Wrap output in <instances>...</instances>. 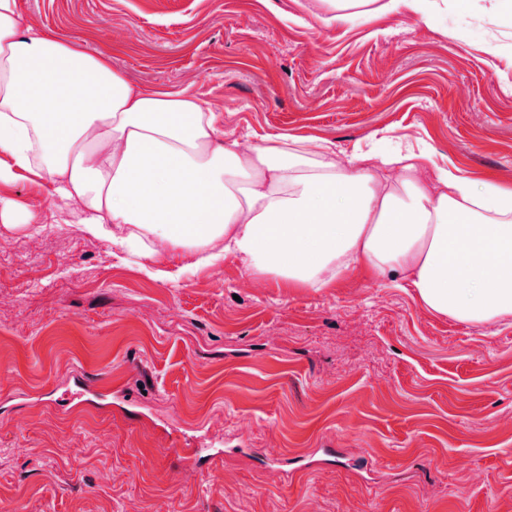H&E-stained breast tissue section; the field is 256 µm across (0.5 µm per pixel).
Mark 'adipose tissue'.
Returning <instances> with one entry per match:
<instances>
[{"instance_id": "ef3b65f1", "label": "adipose tissue", "mask_w": 512, "mask_h": 512, "mask_svg": "<svg viewBox=\"0 0 512 512\" xmlns=\"http://www.w3.org/2000/svg\"><path fill=\"white\" fill-rule=\"evenodd\" d=\"M0 154V181L49 182L84 231L154 262L231 256L292 288L359 271L439 316L512 318V190L428 169L403 144L341 159L331 142L225 136L193 94L130 84L24 25L16 0H0Z\"/></svg>"}]
</instances>
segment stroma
<instances>
[{"label":"stroma","mask_w":512,"mask_h":512,"mask_svg":"<svg viewBox=\"0 0 512 512\" xmlns=\"http://www.w3.org/2000/svg\"><path fill=\"white\" fill-rule=\"evenodd\" d=\"M17 3L225 133L401 141L512 188V18L484 0L340 25L327 0ZM0 209V512H512V319L477 329L360 273L151 274L24 172ZM201 443L223 451L205 470L178 457Z\"/></svg>","instance_id":"1"}]
</instances>
